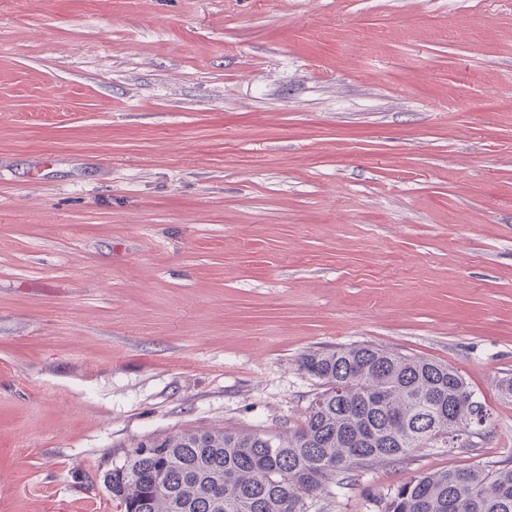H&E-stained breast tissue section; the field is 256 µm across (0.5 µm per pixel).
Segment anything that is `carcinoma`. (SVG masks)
Wrapping results in <instances>:
<instances>
[{"label":"carcinoma","instance_id":"carcinoma-1","mask_svg":"<svg viewBox=\"0 0 512 512\" xmlns=\"http://www.w3.org/2000/svg\"><path fill=\"white\" fill-rule=\"evenodd\" d=\"M300 370L322 391L280 434L183 429L140 439L102 471L122 512H310L341 472L417 448H453L490 413L451 367L369 345L316 351ZM380 512H512V466L487 462L420 474Z\"/></svg>","mask_w":512,"mask_h":512}]
</instances>
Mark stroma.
Segmentation results:
<instances>
[{"label": "stroma", "instance_id": "35a3bbf8", "mask_svg": "<svg viewBox=\"0 0 512 512\" xmlns=\"http://www.w3.org/2000/svg\"><path fill=\"white\" fill-rule=\"evenodd\" d=\"M370 344L485 398L512 461V0H0V512H120L104 460L295 428Z\"/></svg>", "mask_w": 512, "mask_h": 512}]
</instances>
